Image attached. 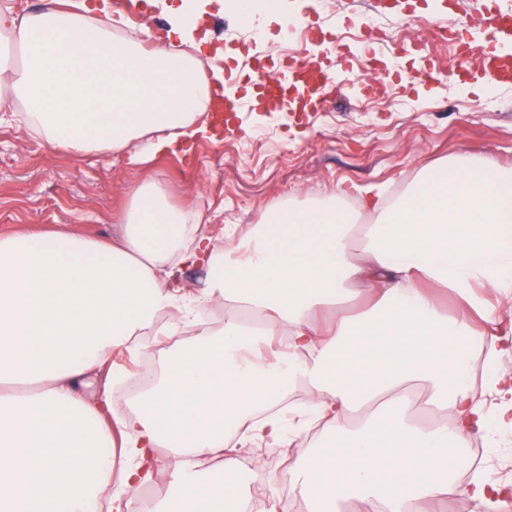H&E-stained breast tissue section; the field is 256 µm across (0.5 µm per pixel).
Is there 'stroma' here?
I'll return each instance as SVG.
<instances>
[{
    "label": "stroma",
    "instance_id": "1",
    "mask_svg": "<svg viewBox=\"0 0 512 512\" xmlns=\"http://www.w3.org/2000/svg\"><path fill=\"white\" fill-rule=\"evenodd\" d=\"M109 2L147 40L167 25L148 0ZM481 5L482 0H283L284 11L307 25L311 56L335 68L344 90L325 109L310 113L303 127L285 113L259 108L241 114L243 132L237 137L212 133L145 159L134 148L74 157L33 139L11 118L0 119V232L63 229L108 239L131 206L132 187L156 181L172 204L200 216L219 246L229 250L246 242L253 225L288 199L302 205L342 188L380 184L392 200L424 167L457 155L512 167V85L476 92L473 79L445 76L426 89L394 81L369 89L359 64L365 49L350 38L362 22L382 28L389 36L379 54L382 66L395 56L409 71L418 57L397 50L413 36L407 15L461 20ZM202 26L211 46L199 57L205 70L225 61L246 74L253 63L274 69L281 60L285 29L279 16L250 25L214 6ZM333 41L342 44L344 59L328 51ZM197 333L188 326L144 351L113 354L91 377L87 397L108 396L117 417L132 418L135 407L113 380V370L127 372L147 359L160 362L162 350L190 344ZM298 417L294 408L283 414L290 446L246 444L231 449V456L250 458L261 472L267 455L292 459L297 449L322 445L324 431L304 426ZM478 439L487 462L483 479L512 483V430L494 429Z\"/></svg>",
    "mask_w": 512,
    "mask_h": 512
}]
</instances>
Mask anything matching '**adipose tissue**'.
<instances>
[{
    "label": "adipose tissue",
    "mask_w": 512,
    "mask_h": 512,
    "mask_svg": "<svg viewBox=\"0 0 512 512\" xmlns=\"http://www.w3.org/2000/svg\"><path fill=\"white\" fill-rule=\"evenodd\" d=\"M153 5L168 29L149 50L119 38L125 20L105 0L77 11L0 5V41L23 50L21 65L0 63V112L73 155L139 141L158 152L205 132L199 117L221 102L194 56L203 0ZM362 193L375 223H352L333 200L284 203L229 253L153 181L133 189L110 240L0 233V512H88L103 495L109 512H131L161 446L218 465L178 466L157 512H242L252 481L224 450L285 442L275 408L299 381L333 436L298 451L293 488L310 512L353 498L368 512H410L452 491L490 512L502 487L457 476L473 434L512 427V375L487 374L502 397L494 413L471 385L476 353L512 350L488 297L512 294V168L458 156L390 204L381 186ZM196 265L210 274L195 295L170 287ZM447 290L461 304L453 316L439 300ZM357 298L365 311L346 312ZM216 301L223 327L166 352L155 385L134 394L136 415L121 423L133 463L115 472L99 454L112 445L109 405L87 400L86 378L114 351L176 335L158 316L189 325ZM332 305L340 311L324 321ZM417 386L433 411L425 424L409 415Z\"/></svg>",
    "instance_id": "adipose-tissue-1"
}]
</instances>
